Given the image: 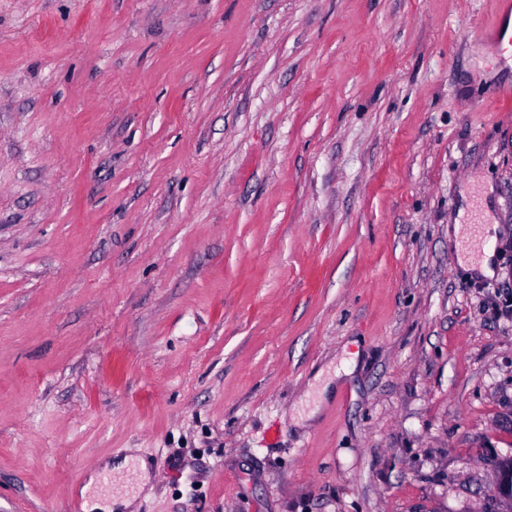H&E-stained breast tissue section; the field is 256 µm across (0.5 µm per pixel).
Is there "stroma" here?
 <instances>
[{
	"mask_svg": "<svg viewBox=\"0 0 512 512\" xmlns=\"http://www.w3.org/2000/svg\"><path fill=\"white\" fill-rule=\"evenodd\" d=\"M503 21L0 0V512L125 457L103 490L136 512H505ZM487 206L491 279L448 241Z\"/></svg>",
	"mask_w": 512,
	"mask_h": 512,
	"instance_id": "obj_1",
	"label": "stroma"
}]
</instances>
